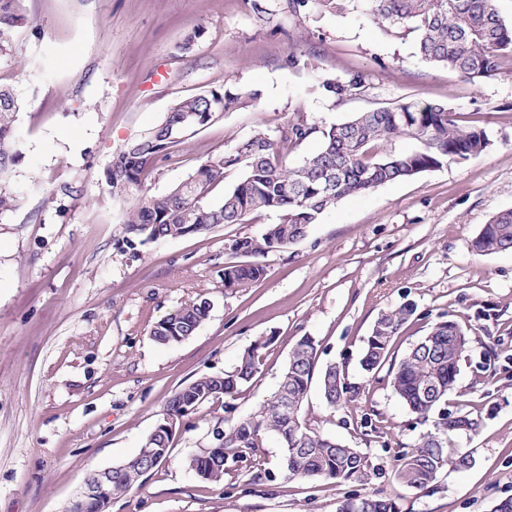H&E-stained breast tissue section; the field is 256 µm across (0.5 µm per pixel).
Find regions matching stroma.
Segmentation results:
<instances>
[{
    "label": "stroma",
    "mask_w": 512,
    "mask_h": 512,
    "mask_svg": "<svg viewBox=\"0 0 512 512\" xmlns=\"http://www.w3.org/2000/svg\"><path fill=\"white\" fill-rule=\"evenodd\" d=\"M24 5L30 20L0 57V84L23 104L21 157L7 177L18 207L0 218V512H67L89 474L138 452L174 393L233 371L258 343L253 379L186 415L170 457L106 512H337L365 493L393 499L398 512H492L512 498V250L470 248L494 214L512 208V66L476 83L448 73L421 59L414 37L379 30L360 2L298 17L281 0ZM292 52L299 65L287 64ZM356 72L366 77L359 95L338 99L320 87ZM222 87L257 97L190 130L157 161L149 193L167 192L254 132L277 135L300 112L324 128L398 101L440 102L491 144L343 199L303 239L258 257L260 279L229 289L225 266L247 261L236 240L260 238L278 212L131 248L128 204L106 184L113 156L173 104ZM200 297L212 310L193 336L154 340L158 320ZM406 304L415 313L393 356L433 323L460 322L468 343L440 412L478 422L447 436L473 466L445 467L426 491L397 483L396 459L435 432L440 413L417 419L385 372L360 367L379 314ZM304 336L315 340L319 366L336 365L359 394L331 407L312 380L302 419L367 456L369 482L286 480L273 432L248 461L227 462L223 484L200 478L189 459L212 446L215 431L258 414Z\"/></svg>",
    "instance_id": "obj_1"
}]
</instances>
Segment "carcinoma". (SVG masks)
<instances>
[{
    "label": "carcinoma",
    "instance_id": "cac0c4a2",
    "mask_svg": "<svg viewBox=\"0 0 512 512\" xmlns=\"http://www.w3.org/2000/svg\"><path fill=\"white\" fill-rule=\"evenodd\" d=\"M348 0H287L288 10L297 14L313 4L322 12H341ZM365 11L385 34L415 36L418 54L426 62L448 69L472 82L497 74L503 62L512 61V26L500 17L495 0H362ZM24 0H0V56L12 52L18 29L27 24ZM325 92L347 97L360 93L365 77L360 73L346 79H327ZM256 93L226 89L211 91L176 102L151 134L129 144L112 158L108 191L117 199L136 198L123 215L128 238L142 242L174 239L209 231L220 224H242L253 215L274 210L280 222L271 224L259 239L243 238L235 249L246 256L268 253L303 239L307 228L342 199L366 193L387 183L404 180L439 168L453 160L477 156L489 146L481 127H463L447 106L423 101H399L354 113L347 120L319 128L303 114H297L276 136L256 131L239 141L232 151L208 158L168 192H143L145 176L157 160L182 142L192 127L185 124L187 113L198 115V125L207 124L213 114L242 109ZM21 104L13 91L0 85V181L6 179L20 156L14 139V125ZM321 146L304 162L293 167L288 154L314 134ZM402 139L414 141L410 151L396 148ZM244 168L240 182L224 193L217 204L208 196L224 183L227 171ZM17 197L0 184V217L16 209ZM471 251L479 255L512 250V209L496 213L472 239ZM264 269L257 263L224 267L226 288H246L259 279ZM207 299L184 305L158 321L152 328L162 344L178 342L193 335L209 317ZM415 313L411 305L380 314L366 341L361 367L375 373L384 365L392 392L419 418L435 411L453 389L467 344L463 326L455 320H441L398 361L391 358V341ZM259 343L246 351L234 371L222 377H200L167 402L163 416L179 417L205 402L235 395L249 382L261 364ZM317 367V348L307 336L294 345L273 399L260 414L242 421L228 431L217 433L218 444L202 457L190 461L205 479L224 482L227 457L241 461L259 447L267 430L276 432L283 451V468L289 480L321 478L336 483H365L371 475L367 457L359 450L308 429L301 407ZM326 403L336 406L347 399L348 384L343 372L332 364L320 373ZM446 431L473 430L474 420L441 415ZM157 449L152 467L167 460L170 438L162 428L152 432ZM470 465V456L452 454L445 442L430 434L417 448L400 456L396 481L420 490L434 487L442 469ZM145 464L137 457L115 466L107 494L113 498L129 491L144 476ZM346 503L356 512H397L394 500L364 495Z\"/></svg>",
    "mask_w": 512,
    "mask_h": 512
}]
</instances>
